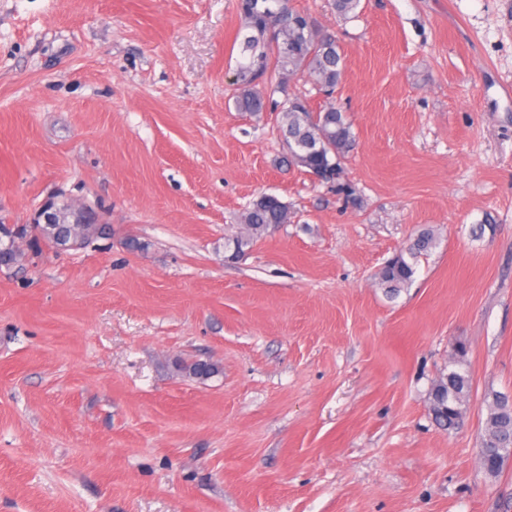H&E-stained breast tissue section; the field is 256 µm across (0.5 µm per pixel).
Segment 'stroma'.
<instances>
[{
	"label": "stroma",
	"instance_id": "stroma-1",
	"mask_svg": "<svg viewBox=\"0 0 512 512\" xmlns=\"http://www.w3.org/2000/svg\"><path fill=\"white\" fill-rule=\"evenodd\" d=\"M291 4L345 73L273 98L347 113L349 197L235 109L236 0H0V224L58 195L106 228L0 269V512H512L479 461L512 394V0ZM263 194L289 222L226 259ZM460 343L451 434L427 397ZM436 246V237L430 229L422 230L408 247L394 256L380 269L378 285L384 293L393 298L407 288L414 279L417 266Z\"/></svg>",
	"mask_w": 512,
	"mask_h": 512
}]
</instances>
